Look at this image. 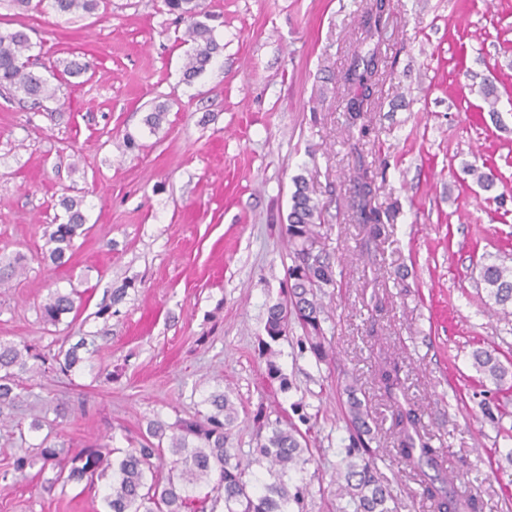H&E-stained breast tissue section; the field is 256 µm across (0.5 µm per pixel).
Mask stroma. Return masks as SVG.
<instances>
[{"instance_id": "1", "label": "stroma", "mask_w": 512, "mask_h": 512, "mask_svg": "<svg viewBox=\"0 0 512 512\" xmlns=\"http://www.w3.org/2000/svg\"><path fill=\"white\" fill-rule=\"evenodd\" d=\"M373 2L202 0L221 49L187 82L186 25L163 0H100L71 15L0 0V30H25L59 88L41 107L0 95V259L21 261L0 286V342L45 358L18 373L21 399L0 410V512H107L102 485L54 486L36 465L4 473L45 437L122 452L151 420L204 417L215 391L238 409L228 445L240 459L256 444V411L297 423L310 461L288 483L307 487L302 512H342L350 383L397 512H430L394 450L399 405L417 409L439 452L428 477L455 476L480 512H512V394L479 384L471 358L493 346L512 362V317L495 315L480 283L485 259L512 258V0H385L359 139L344 76ZM73 58L88 70L54 73ZM158 104L167 113L153 130L145 118ZM472 166L494 170L492 189ZM362 169L384 221L375 238L352 209ZM300 176L335 270L322 297L331 352L316 360L291 324L273 345L283 391L261 341L287 288L280 226ZM65 198L81 200L87 231L55 267L43 254ZM56 290L79 298L51 325L38 307ZM83 337L96 346L91 362L61 373L56 355ZM385 366L398 369L397 394L379 381ZM36 416L41 432H19L18 419Z\"/></svg>"}]
</instances>
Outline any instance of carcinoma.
Masks as SVG:
<instances>
[{
	"label": "carcinoma",
	"instance_id": "1",
	"mask_svg": "<svg viewBox=\"0 0 512 512\" xmlns=\"http://www.w3.org/2000/svg\"><path fill=\"white\" fill-rule=\"evenodd\" d=\"M168 12L187 23L188 41L192 51L183 66V78L190 81L201 74L219 50L213 29L200 17L204 16L201 0H164ZM98 0H52V7L61 14L79 11L91 12ZM33 43L23 30L0 32V88L23 95L37 105L44 99L56 96L47 78L35 71L37 63L32 58ZM379 65L378 48L364 56L355 55L345 74V80L358 86L349 98L347 111L358 119L370 111L372 105L371 78ZM288 224L284 235L288 242V298L267 308L264 330L267 337L277 341L287 335L290 319H295L304 331V344L317 360L327 355L323 323L325 307L319 296L322 289L336 283L335 272L323 250L317 247L320 236L321 209L311 197L305 178L294 181ZM353 208L360 224L371 225L370 233L380 234L381 213L370 206L373 180L367 172L358 173L355 179ZM67 221L55 226L47 240V257L51 264L60 266L68 262L75 237L85 232V216L81 203L74 199L63 200ZM481 282L487 297L501 313L512 315V267L490 262L482 266ZM76 291L49 295L40 307L44 322L56 324L75 309ZM94 350L88 348L86 339H80L65 355L61 371L70 372L82 362L92 358ZM32 357L25 345L0 344V408L11 407L19 400L15 392L16 371H27ZM474 365L489 378L495 387L512 383V369L505 367L495 356V350L479 348L473 352ZM347 415L350 423V444L343 459V482L338 484L337 495L349 498L355 512H394L390 507L391 495L378 470L374 458L368 456V436L371 428L366 406L355 395V386L348 384ZM211 407L202 420L180 419L167 425L151 422L139 447L126 449L119 458H112V449L106 446L73 452L58 448L42 440L39 460L42 467L56 470L55 482H86L91 486L106 481L105 501L109 512H288L290 503L301 504L305 489H289L282 475L290 470H301L308 463L303 445L304 437L297 427L279 419L270 422L258 414L256 420L268 434L255 448V454L266 462L268 471L276 473L271 483L246 478V468L235 459L227 448L230 431L237 415L229 396L215 391L206 398ZM399 427L397 454L409 465L438 466L436 450L423 439H415L411 431L418 428V416L412 409L395 410ZM168 445H163V439ZM168 467V474L160 478V470ZM422 496L429 502L431 512H477L476 500L455 486L453 479L422 484Z\"/></svg>",
	"mask_w": 512,
	"mask_h": 512
}]
</instances>
